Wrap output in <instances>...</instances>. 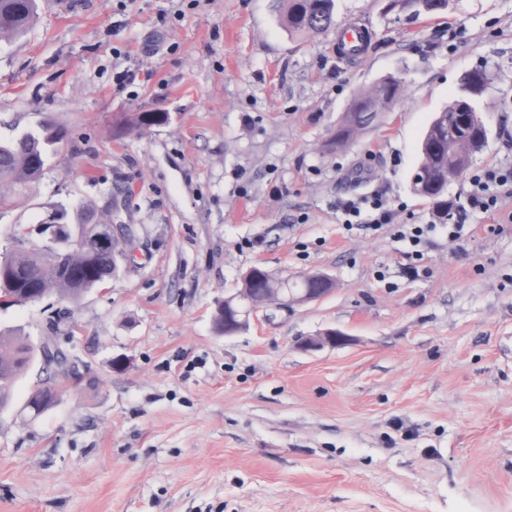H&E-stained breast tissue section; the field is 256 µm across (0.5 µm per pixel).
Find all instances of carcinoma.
Segmentation results:
<instances>
[{"instance_id":"carcinoma-1","label":"carcinoma","mask_w":512,"mask_h":512,"mask_svg":"<svg viewBox=\"0 0 512 512\" xmlns=\"http://www.w3.org/2000/svg\"><path fill=\"white\" fill-rule=\"evenodd\" d=\"M450 0H392V8L410 12L412 16L436 14L448 8ZM335 0H286L284 21L288 30L300 35H313L327 30L334 22ZM37 10L36 0H0V40H10L22 34ZM492 74L485 68L474 69L461 78L460 94L448 107L438 113L426 129L420 146V163L427 172L424 184H414V190L433 203V216L443 221L456 210L457 202L448 198L445 183L448 163L456 168L470 164L471 157L452 152V140L473 142L480 138L479 127L468 124L448 131V113L473 112L469 87H487ZM402 81L390 76L367 91L358 94L338 124L329 144L341 150L353 141L380 114L381 109L399 96ZM152 126L145 113H135L119 120L118 133ZM69 139L64 130L49 123L16 137L0 141V207L7 205L18 188L37 181L43 175L48 156L65 145ZM63 260L49 265L37 257L14 253L0 258V285L25 294L31 286L47 288L61 300L75 301L82 290H88L112 277V254L99 253L85 268L81 254L59 252ZM35 349L27 339L16 333L0 332V391L12 390L19 375L34 356Z\"/></svg>"}]
</instances>
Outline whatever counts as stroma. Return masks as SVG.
I'll return each mask as SVG.
<instances>
[{"mask_svg":"<svg viewBox=\"0 0 512 512\" xmlns=\"http://www.w3.org/2000/svg\"><path fill=\"white\" fill-rule=\"evenodd\" d=\"M335 2L329 30L296 36L281 0H38L0 42V140L50 123L74 143L0 207V253L54 207L134 235L106 292L0 309V331L77 358L53 407L24 408L35 362L0 408V512H512V187L452 236L411 184L426 126L479 66L491 134L448 195L512 168V0L416 19ZM353 25L372 40L337 56ZM390 75L400 97L330 148ZM150 109L168 122L115 136ZM374 194L391 223L345 229L340 203ZM413 224L417 259L398 237ZM255 265L336 289L217 334ZM328 328L349 344L296 347ZM402 81L390 76L367 91L358 94L338 124L329 145L336 150L345 148L380 114L381 109L393 103L399 96ZM373 112V113H369Z\"/></svg>","mask_w":512,"mask_h":512,"instance_id":"35a3bbf8","label":"stroma"}]
</instances>
